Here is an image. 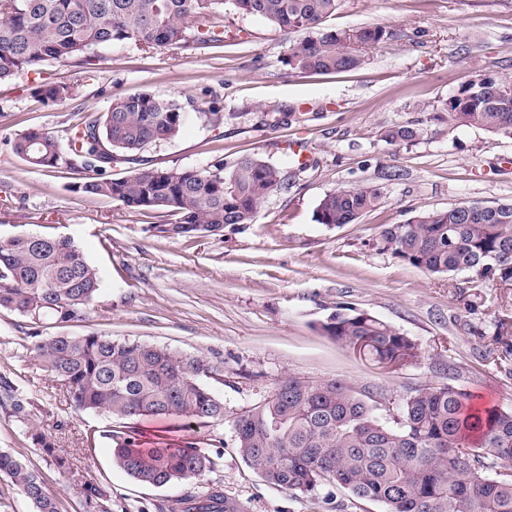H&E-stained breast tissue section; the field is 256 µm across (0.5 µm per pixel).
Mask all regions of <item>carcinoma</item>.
Wrapping results in <instances>:
<instances>
[{
  "label": "carcinoma",
  "instance_id": "carcinoma-1",
  "mask_svg": "<svg viewBox=\"0 0 512 512\" xmlns=\"http://www.w3.org/2000/svg\"><path fill=\"white\" fill-rule=\"evenodd\" d=\"M243 16L264 18L299 34L284 54L289 69L314 74L355 69L364 62L361 40L377 45L393 36L365 27L359 36L324 30L339 0H229ZM141 48L224 46V0H0V81L36 71L48 62L89 68L97 48L114 42ZM43 100L72 99L67 85L34 88ZM448 122L512 139V83L493 73L448 97ZM186 119L178 103L146 92L123 96L104 112H87L61 140L31 128L11 144L36 169L64 168L80 181L72 190L108 197L135 210L172 213L176 224H153L157 236L217 235L226 224H251L265 198L283 184L281 170L254 156L230 170L216 159L205 168H139L113 179L112 161L100 146L128 162L149 145L175 138ZM423 129L397 125L382 133L390 145H408ZM374 186L327 193L316 209L320 224H354L378 206ZM481 208L460 219L457 207L420 212L406 224H385L379 249L430 274L472 273V287L512 285V202ZM99 292L96 270L69 237L21 234L0 241V308L38 321L81 320ZM337 343L384 366L418 361L409 337L370 313L344 305L321 323ZM38 370L60 382L78 410L105 411L119 419L187 418L197 424L224 419V400L204 379L224 367L139 341L89 333L57 335L36 346ZM244 462L269 484L307 495L328 485L380 502L385 512H512V410L473 403L452 385L428 387L406 397L399 421H383L366 396L339 380L290 376L232 421ZM103 437L112 463L135 482L163 488L186 482L213 466L190 445L144 446L137 433ZM0 474L9 477L34 512H56L39 474L0 451ZM87 512H108L110 496L84 487ZM160 512H240L218 488L186 496Z\"/></svg>",
  "mask_w": 512,
  "mask_h": 512
}]
</instances>
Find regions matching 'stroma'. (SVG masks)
<instances>
[{
	"label": "stroma",
	"mask_w": 512,
	"mask_h": 512,
	"mask_svg": "<svg viewBox=\"0 0 512 512\" xmlns=\"http://www.w3.org/2000/svg\"><path fill=\"white\" fill-rule=\"evenodd\" d=\"M224 45L145 50L129 42L98 48L95 68L47 63L0 83V241L20 233L68 236L97 270L100 290L86 318L32 323L0 309V449L37 471L57 512H86L94 483L111 512H158L164 500L220 487L244 512H384L329 486L296 495L267 484L235 444L232 420L282 380L336 379L370 394L377 414L397 420L412 391L450 384L478 403L512 410V287L474 289L468 273L430 275L376 245L382 225L460 203L512 202V139L438 120L461 85L493 72L512 80V0H340L324 29L382 26L395 39L367 49L364 63L333 74L288 70L293 34L256 17L224 12ZM41 81L73 87L74 97L44 102ZM148 92L179 104L195 100L180 134L141 154L155 168L225 167L255 155L280 168L285 185L253 223L206 237H160L152 224L174 215L127 208L73 192L64 169L36 170L11 141L40 127L64 136L85 112ZM224 114L214 124L210 109ZM416 123L423 135L390 145L381 134ZM379 186L380 205L357 223H318L316 208L338 188ZM348 305L413 339L420 358L385 372L360 360L319 328ZM95 332L151 343L224 364L210 388L224 400L223 421L136 422L143 440L201 448L210 470L181 484H137L112 463L102 432L122 420L79 411L65 389L35 365V344L53 334ZM23 401L25 416L13 405ZM56 452L47 455L36 435Z\"/></svg>",
	"instance_id": "35a3bbf8"
}]
</instances>
